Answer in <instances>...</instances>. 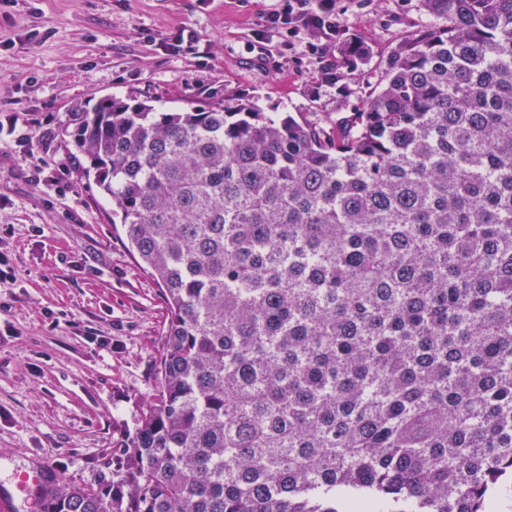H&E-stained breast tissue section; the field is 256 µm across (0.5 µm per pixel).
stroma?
Instances as JSON below:
<instances>
[{
    "label": "stroma",
    "instance_id": "35a3bbf8",
    "mask_svg": "<svg viewBox=\"0 0 512 512\" xmlns=\"http://www.w3.org/2000/svg\"><path fill=\"white\" fill-rule=\"evenodd\" d=\"M277 0H11L0 7V125H30L24 145L0 133V458L52 467L95 484L117 470L118 450L154 392L168 316L161 289L139 269L111 201L80 174L61 134L76 105L104 96L187 103L253 102L272 114L335 122L363 87L339 97L317 84L323 52L305 30L264 31ZM366 36L369 81L393 49L431 19L419 0H334ZM196 30L197 50L172 54L171 35ZM63 177V189L53 181Z\"/></svg>",
    "mask_w": 512,
    "mask_h": 512
}]
</instances>
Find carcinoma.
Returning a JSON list of instances; mask_svg holds the SVG:
<instances>
[{
    "mask_svg": "<svg viewBox=\"0 0 512 512\" xmlns=\"http://www.w3.org/2000/svg\"><path fill=\"white\" fill-rule=\"evenodd\" d=\"M331 126L71 113L168 327L118 479L44 512H495L512 483V0H420ZM346 94L373 50L305 25Z\"/></svg>",
    "mask_w": 512,
    "mask_h": 512,
    "instance_id": "cac0c4a2",
    "label": "carcinoma"
}]
</instances>
